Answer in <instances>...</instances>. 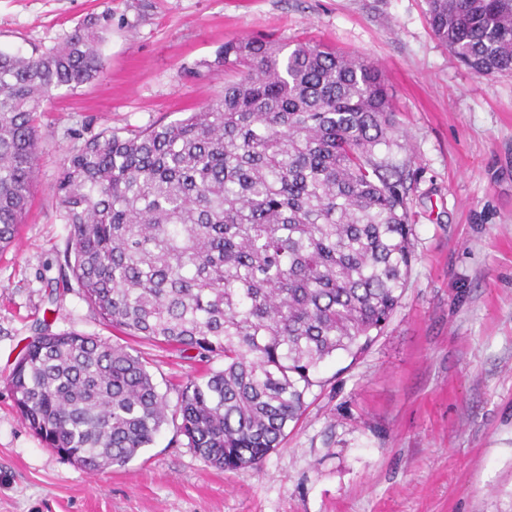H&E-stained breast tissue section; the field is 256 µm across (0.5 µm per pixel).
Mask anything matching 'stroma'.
Masks as SVG:
<instances>
[{"label": "stroma", "instance_id": "35a3bbf8", "mask_svg": "<svg viewBox=\"0 0 512 512\" xmlns=\"http://www.w3.org/2000/svg\"><path fill=\"white\" fill-rule=\"evenodd\" d=\"M112 12L103 72L38 117L28 213L0 253V512H512V74L479 77L432 32L426 0H0V50L32 55ZM326 44L381 69L411 164L416 260L358 357L337 354L259 468L206 465L172 418L123 466L89 473L32 431L8 378L40 322L122 342L176 407L223 359L119 336L65 268L53 187L103 131L169 123L222 93L224 42Z\"/></svg>", "mask_w": 512, "mask_h": 512}]
</instances>
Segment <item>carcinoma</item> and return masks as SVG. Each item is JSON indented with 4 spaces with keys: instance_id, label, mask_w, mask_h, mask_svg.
<instances>
[{
    "instance_id": "obj_1",
    "label": "carcinoma",
    "mask_w": 512,
    "mask_h": 512,
    "mask_svg": "<svg viewBox=\"0 0 512 512\" xmlns=\"http://www.w3.org/2000/svg\"><path fill=\"white\" fill-rule=\"evenodd\" d=\"M434 34L477 76L512 74V0H427ZM239 78L186 117L66 156L54 188L65 265L112 328L224 368L187 377L180 433L208 465L258 466L301 416L322 363L362 354L400 306L412 249L381 72L300 42L224 43ZM80 26L38 55L0 51V252L35 184L36 113L102 72ZM30 429L89 473L124 466L168 420L131 349L44 331L9 379Z\"/></svg>"
}]
</instances>
